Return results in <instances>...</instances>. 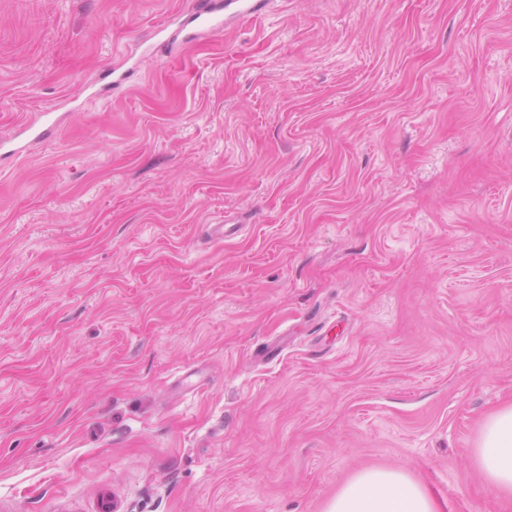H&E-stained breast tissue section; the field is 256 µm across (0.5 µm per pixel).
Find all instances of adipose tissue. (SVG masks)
<instances>
[{"label":"adipose tissue","mask_w":512,"mask_h":512,"mask_svg":"<svg viewBox=\"0 0 512 512\" xmlns=\"http://www.w3.org/2000/svg\"><path fill=\"white\" fill-rule=\"evenodd\" d=\"M474 461L490 488L512 497V405L490 414L476 442ZM325 512H437L428 492L405 471L373 468L357 472Z\"/></svg>","instance_id":"obj_1"}]
</instances>
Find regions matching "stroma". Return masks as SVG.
<instances>
[{"label": "stroma", "mask_w": 512, "mask_h": 512, "mask_svg": "<svg viewBox=\"0 0 512 512\" xmlns=\"http://www.w3.org/2000/svg\"><path fill=\"white\" fill-rule=\"evenodd\" d=\"M192 2L0 0V512H512V0ZM193 8L187 14L182 26L195 24L205 30H214L223 27L224 6L223 0H195ZM475 448V464L490 488L512 497V405L486 418ZM325 512H437L428 492L401 469L357 472Z\"/></svg>", "instance_id": "stroma-1"}]
</instances>
